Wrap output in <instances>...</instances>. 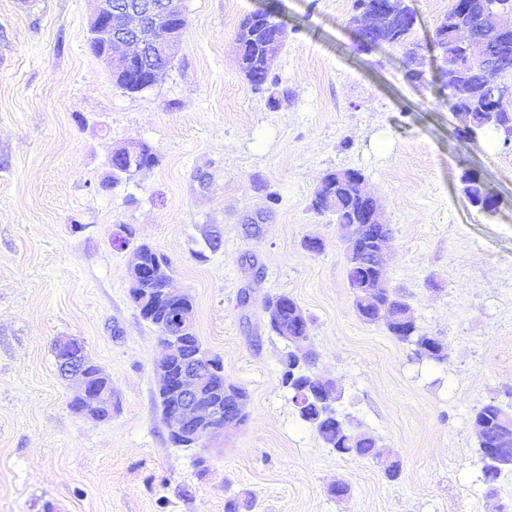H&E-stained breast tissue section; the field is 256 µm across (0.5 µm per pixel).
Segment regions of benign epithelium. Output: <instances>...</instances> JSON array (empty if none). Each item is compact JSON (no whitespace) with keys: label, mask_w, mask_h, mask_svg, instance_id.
Instances as JSON below:
<instances>
[{"label":"benign epithelium","mask_w":512,"mask_h":512,"mask_svg":"<svg viewBox=\"0 0 512 512\" xmlns=\"http://www.w3.org/2000/svg\"><path fill=\"white\" fill-rule=\"evenodd\" d=\"M92 2L89 30L97 55L110 74L122 79L135 71L142 72L148 84H156L162 70L148 69L144 62L175 56L187 25L181 0ZM164 271V263L147 264L136 255L130 277L136 288L146 282L159 285L157 292L165 306V317L156 328L168 353L154 367L157 389L173 397L166 418L169 438L185 447H196L203 440L224 438L237 425L225 413L221 401L224 366L205 350H188L189 338L194 335L191 310L185 295L162 281ZM292 341L302 353L309 354L308 321L302 313ZM54 354L61 376L77 381L74 398L80 414L93 419L101 408L112 405V386L104 382L102 373L93 371L95 361L81 342L59 340Z\"/></svg>","instance_id":"7a95c632"}]
</instances>
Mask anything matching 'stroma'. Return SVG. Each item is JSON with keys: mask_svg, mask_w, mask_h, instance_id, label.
Instances as JSON below:
<instances>
[{"mask_svg": "<svg viewBox=\"0 0 512 512\" xmlns=\"http://www.w3.org/2000/svg\"><path fill=\"white\" fill-rule=\"evenodd\" d=\"M270 6L287 35L276 83L257 91L236 32ZM92 7L0 0V512H224L247 495L250 512H512V473L484 483L470 419L512 402V150L464 137L433 67L413 80L400 49L361 46L352 0H182L178 52L133 94L88 50ZM284 87L292 98L272 106ZM135 141L157 163L107 186L113 151ZM465 166L498 192L495 216L468 201ZM348 168L393 228L386 282L447 345L444 362L353 310L348 243L310 208L321 178ZM143 243L169 258L203 347L249 394L247 425L221 448L168 437L164 348L129 296ZM278 294L307 316L315 372L399 460L397 480L336 456L296 415L264 314ZM68 337L112 381L108 420L70 406L53 352Z\"/></svg>", "mask_w": 512, "mask_h": 512, "instance_id": "obj_1", "label": "stroma"}]
</instances>
